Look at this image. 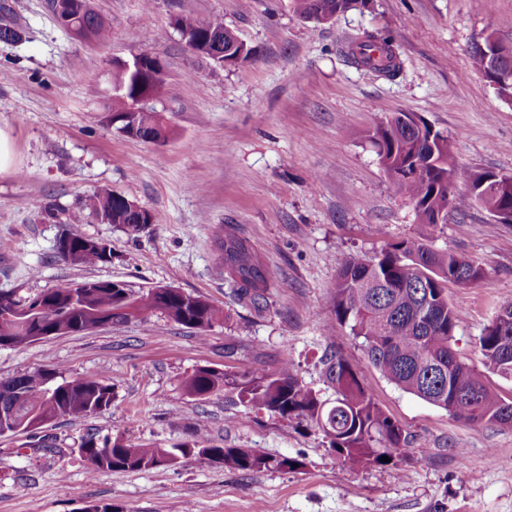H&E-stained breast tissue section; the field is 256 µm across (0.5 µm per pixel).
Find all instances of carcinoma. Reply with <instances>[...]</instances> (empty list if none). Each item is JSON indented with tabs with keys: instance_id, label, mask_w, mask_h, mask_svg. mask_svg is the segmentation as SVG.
<instances>
[{
	"instance_id": "1",
	"label": "carcinoma",
	"mask_w": 512,
	"mask_h": 512,
	"mask_svg": "<svg viewBox=\"0 0 512 512\" xmlns=\"http://www.w3.org/2000/svg\"><path fill=\"white\" fill-rule=\"evenodd\" d=\"M297 11L307 16L320 7L342 5L341 12L357 9L356 0H294ZM175 28L212 42L214 53H228L234 65L240 47H232L236 36L219 17L200 20L187 15L174 17ZM80 26L94 39L110 35L106 20L92 7L80 17ZM23 28L6 5L0 4V42L22 39ZM341 55L357 68L388 79L400 71L399 53L389 33L364 31L352 37ZM165 81L158 78L126 84L125 91L112 98L111 112H125L127 121L116 128L124 133L137 128L135 138L151 142L158 130H168L152 107L132 112L130 104L145 94L152 100L163 96ZM380 161L384 162L393 191L408 198L426 214L448 215V208L465 209L475 204L467 192L448 194V184L469 189L485 172L455 164L453 143L427 123L406 127L393 117L379 125L371 137ZM93 216L115 224L129 235H137L155 219L130 209L126 197L110 190L96 191L82 198L66 217L68 224H80ZM216 243L224 252V278L233 285L235 298L261 309L270 277L263 257L249 241L228 224L215 229ZM62 260L74 266L95 267L112 263V245L106 240L73 235L57 249ZM482 277L481 268L464 256L436 251L418 238H405L382 251L374 262L350 258L340 269L329 298L336 320L361 339L365 356L389 383L404 392L448 411L467 422L512 426V401L490 387L475 366L460 359L451 347L460 312L448 303V283L465 285ZM156 312L173 322L196 330L205 339L211 328L224 321V309L201 295L171 286H155L135 293L119 282L85 280L74 285L45 290L21 299L14 292L0 291V348L20 347L50 337L49 330L65 325L61 334L143 319ZM485 366L503 377H512V300L500 303L494 319L478 337ZM324 383L333 399L298 376L294 365L284 361L272 372L263 369L231 373L209 367L195 370L184 380L185 391L195 397L217 390L234 389L241 403L266 410L287 421H306L329 440V448L344 460L356 464L380 465L383 456L394 459L408 443V433L374 400L354 365L335 352L322 356ZM22 394L5 404L0 394V411L13 410L9 433L38 429L58 418L80 419L112 403L111 385L91 378L56 381L45 370L11 378ZM84 458L93 462L89 472L142 471L167 467L189 455L205 456L224 467L241 471L268 468L293 469L301 461L288 457H267L248 448H222L210 444L204 429L192 438L170 447L126 444L119 439L99 441L87 437L80 443Z\"/></svg>"
}]
</instances>
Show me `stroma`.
<instances>
[{
  "instance_id": "obj_1",
  "label": "stroma",
  "mask_w": 512,
  "mask_h": 512,
  "mask_svg": "<svg viewBox=\"0 0 512 512\" xmlns=\"http://www.w3.org/2000/svg\"><path fill=\"white\" fill-rule=\"evenodd\" d=\"M6 2L24 37L0 42V129L15 155L0 173V291L24 299L88 279L136 292L168 285L223 307L224 322L203 340L156 313L0 348V379L55 368L114 389L101 412L0 437V512L92 503L118 512H512V427L458 420L387 382L328 304L349 257L371 259L409 237L464 254L483 276L446 290L461 313L452 345L482 366L478 338L512 298V223L476 205L420 223L391 190L370 136L410 113L448 135L460 167L512 175V101L472 60L486 37L512 46V0H374L325 24L304 20L294 0H91L110 26L103 43L73 39L47 0ZM177 14L223 18L250 56L223 67L193 55L171 25ZM366 30L393 35L402 62L394 80L338 54ZM137 53L164 65L166 92L154 103L172 130L163 143L109 122L112 65ZM102 188L147 207L154 223L130 236L90 217L71 228L45 219L47 203L70 210ZM219 224L263 255L271 287L262 310L239 303L225 281ZM69 229L111 241V264L64 262L56 241ZM329 351L410 434L396 463H343L310 424L228 392L196 399L182 386L201 367L241 373L287 359L319 390ZM201 425L215 445L303 465L248 472L194 455L93 476L78 451L89 433L167 447Z\"/></svg>"
}]
</instances>
